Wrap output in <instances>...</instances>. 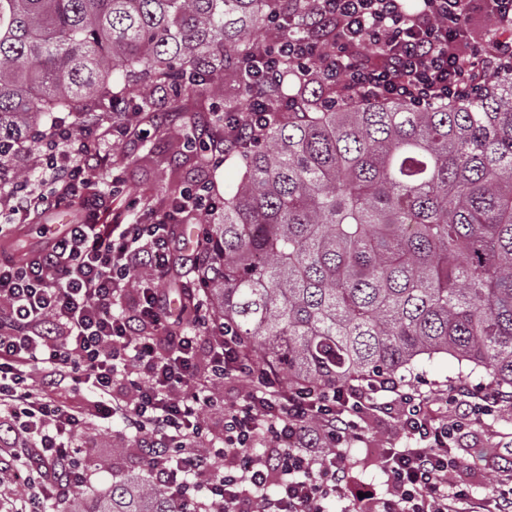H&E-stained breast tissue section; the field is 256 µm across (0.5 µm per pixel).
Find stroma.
<instances>
[{"mask_svg": "<svg viewBox=\"0 0 512 512\" xmlns=\"http://www.w3.org/2000/svg\"><path fill=\"white\" fill-rule=\"evenodd\" d=\"M87 110L91 137L98 139L101 151L116 163L114 173L120 180L121 192L113 196V206L126 207L131 198L144 193L155 198L166 197L169 189L185 185L200 175L213 183L218 194L233 192L240 182L243 170L237 160L230 159L215 166L210 160L197 158L180 147L179 136L189 132L184 121L152 129L148 137L122 146L113 144L103 135L112 124L108 109L93 102L88 104ZM78 213L74 206L62 211L47 209L29 224L23 236L15 239V248L24 253L41 252L48 235L61 233L65 223L76 221ZM404 377L424 384L429 391L460 377L474 388L489 381L483 370H470L439 355L419 360L405 371ZM365 422L369 440L354 445L349 455L358 478L382 493L386 490V477L378 465L376 451L400 445L398 423L374 414L368 415ZM87 438L91 445L94 489H108L115 482L143 474L145 464L130 442L121 439L119 425H92ZM459 445L463 455L473 461L466 472L467 480L477 487L491 483L496 476L493 466L496 456L512 450V403L473 423Z\"/></svg>", "mask_w": 512, "mask_h": 512, "instance_id": "35a3bbf8", "label": "stroma"}]
</instances>
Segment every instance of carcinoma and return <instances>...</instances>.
<instances>
[{"label": "carcinoma", "instance_id": "obj_1", "mask_svg": "<svg viewBox=\"0 0 512 512\" xmlns=\"http://www.w3.org/2000/svg\"><path fill=\"white\" fill-rule=\"evenodd\" d=\"M0 0V142L18 149L57 115L84 131V107L133 87L175 101L214 80L244 87V62L304 35L315 0ZM155 112L147 93L118 112ZM238 114L233 99L208 113ZM233 193L214 197L196 239L207 316L288 384L337 388L396 377L425 355L483 369L512 389V76L417 106L336 102L312 84L262 138L235 149ZM183 290L175 326L201 317ZM66 512H177L138 477L79 492Z\"/></svg>", "mask_w": 512, "mask_h": 512}]
</instances>
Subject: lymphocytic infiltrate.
<instances>
[{"label":"lymphocytic infiltrate","mask_w":512,"mask_h":512,"mask_svg":"<svg viewBox=\"0 0 512 512\" xmlns=\"http://www.w3.org/2000/svg\"><path fill=\"white\" fill-rule=\"evenodd\" d=\"M478 16L512 30V0H316L307 38L265 52L259 72L244 71L250 109L232 129L205 131L209 154L219 162L225 148L258 139L271 119L262 89L289 76L424 106L468 93L476 67L489 75L512 68V42L473 35ZM284 56L293 72L282 70ZM72 139L62 123L36 137L48 192L24 181L0 195V240L49 204L76 203L84 214L27 263L0 253V445L10 450L0 474L17 461L26 473L16 512H49L90 482L83 438L98 420L121 424L182 512H326L336 499L345 512H512V460L482 496L456 479L464 466L457 435L502 404L495 385L449 387L440 399L462 413L440 423L412 382L289 385L209 318L171 331L158 286L171 227L204 212L210 183L192 180L171 202L139 196L131 207L142 218L127 222L112 210L107 156L88 144L72 148ZM230 379L246 386L242 404L214 395ZM209 409L224 412L220 432L204 420ZM371 412L395 414L406 440L380 451L382 495L346 455L365 441Z\"/></svg>","instance_id":"1"}]
</instances>
